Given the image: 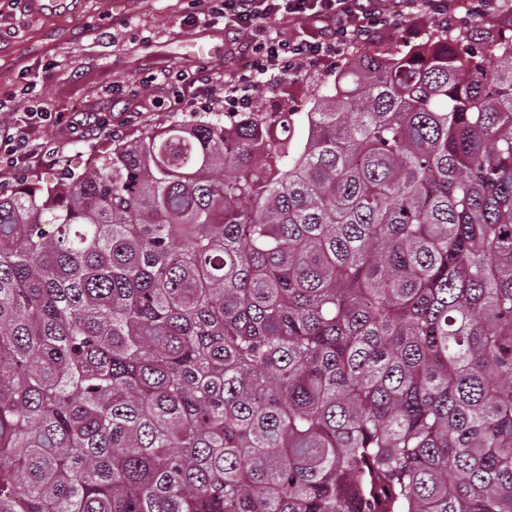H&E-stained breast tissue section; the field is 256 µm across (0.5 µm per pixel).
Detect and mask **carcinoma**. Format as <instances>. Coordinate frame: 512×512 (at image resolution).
<instances>
[{
    "label": "carcinoma",
    "mask_w": 512,
    "mask_h": 512,
    "mask_svg": "<svg viewBox=\"0 0 512 512\" xmlns=\"http://www.w3.org/2000/svg\"><path fill=\"white\" fill-rule=\"evenodd\" d=\"M465 40L352 57L302 142L0 192V512H512V37Z\"/></svg>",
    "instance_id": "cac0c4a2"
}]
</instances>
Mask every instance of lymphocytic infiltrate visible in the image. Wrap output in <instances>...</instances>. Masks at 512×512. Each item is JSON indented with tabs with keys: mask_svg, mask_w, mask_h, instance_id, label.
I'll return each instance as SVG.
<instances>
[{
	"mask_svg": "<svg viewBox=\"0 0 512 512\" xmlns=\"http://www.w3.org/2000/svg\"><path fill=\"white\" fill-rule=\"evenodd\" d=\"M419 4L429 10L440 27L450 25L447 0H224L225 18L250 32L236 50L253 58V72L247 77L239 74L222 81L202 72L188 80L184 90H198L211 109L236 112L251 108L261 89L298 76L315 62L366 40L373 23L401 15ZM275 15L292 23L318 17L328 26L316 37L289 39L267 29V19ZM184 90L174 89L171 78L166 76L155 80L149 93L132 97L128 107L136 113L164 106L175 111L183 101Z\"/></svg>",
	"mask_w": 512,
	"mask_h": 512,
	"instance_id": "lymphocytic-infiltrate-1",
	"label": "lymphocytic infiltrate"
}]
</instances>
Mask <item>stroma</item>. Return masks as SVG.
<instances>
[{
	"mask_svg": "<svg viewBox=\"0 0 512 512\" xmlns=\"http://www.w3.org/2000/svg\"><path fill=\"white\" fill-rule=\"evenodd\" d=\"M477 0H448L457 30L485 47L489 36L504 34L503 15L486 8L474 16ZM222 0H126L123 13L110 11V0H88L83 21L67 15L33 17L26 0H0V123L21 125L31 101H38L50 117L30 132L34 157L19 168L0 171V188L30 183L69 169L81 173L98 156L111 152L114 142L133 140L177 120L201 118L203 105L193 111L148 112L130 115L131 94L149 92V79L167 72L197 74L209 68L219 77L242 73L243 59L233 42L247 38L239 31L224 38L216 58L201 62L189 45L211 32L223 31ZM426 13L418 11L377 26L371 38L348 52L322 61L308 73L262 90L254 109L275 114L294 112L296 133L304 135L306 117L348 58L361 53H398L438 35ZM103 111L108 129L73 132L71 113Z\"/></svg>",
	"mask_w": 512,
	"mask_h": 512,
	"instance_id": "1",
	"label": "stroma"
}]
</instances>
